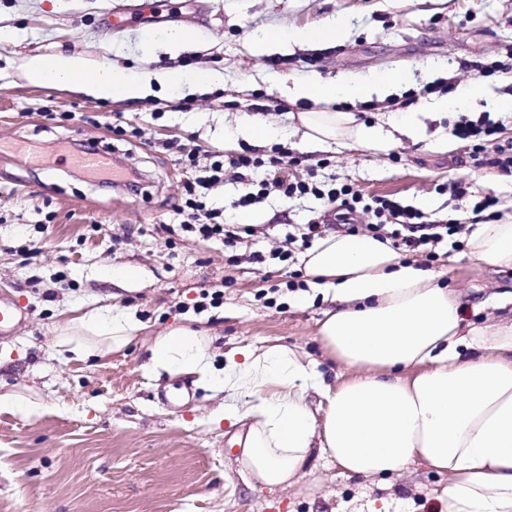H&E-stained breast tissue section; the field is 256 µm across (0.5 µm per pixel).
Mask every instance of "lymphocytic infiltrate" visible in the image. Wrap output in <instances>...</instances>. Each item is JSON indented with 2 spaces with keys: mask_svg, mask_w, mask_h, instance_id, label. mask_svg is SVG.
<instances>
[{
  "mask_svg": "<svg viewBox=\"0 0 512 512\" xmlns=\"http://www.w3.org/2000/svg\"><path fill=\"white\" fill-rule=\"evenodd\" d=\"M498 132V126L485 115L475 120L459 117L448 129L449 136L465 142L469 156L476 165L488 166L503 175L512 176V142L498 143ZM300 163L299 157L281 147L266 160L245 152L227 162L220 159L214 161L209 169L201 171L186 186L182 207L189 211L190 219L184 222L183 231L205 239L219 238L225 247H235L245 228L229 223L223 212L208 209L209 190L223 181L226 169H233L237 177L242 179L248 171L266 165L273 169L271 178L261 182L259 191L243 194L239 199L240 206L260 202L268 190L287 197L310 194L327 200L334 208L356 215L358 222L351 225V233L390 240L396 252L421 254L428 260L433 257L427 249L428 244L439 242L442 236L461 233L463 229L462 224L454 218L427 222L423 213L395 200L380 197L364 200L346 184L324 190L316 183L289 175V168Z\"/></svg>",
  "mask_w": 512,
  "mask_h": 512,
  "instance_id": "obj_1",
  "label": "lymphocytic infiltrate"
}]
</instances>
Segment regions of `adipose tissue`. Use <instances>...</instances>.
I'll return each mask as SVG.
<instances>
[{
	"mask_svg": "<svg viewBox=\"0 0 512 512\" xmlns=\"http://www.w3.org/2000/svg\"><path fill=\"white\" fill-rule=\"evenodd\" d=\"M21 70L33 85L130 104L154 83L174 88L215 79L206 69L162 68L145 80L66 54L30 56ZM399 82L394 72L297 82L288 100L311 102L298 114L310 142L348 136L376 144L391 132L354 126L351 113L333 106L388 94ZM467 247L483 269L512 270V221L478 224ZM299 261L305 287L288 299L330 303L317 337L325 355L349 370L347 380L328 384L298 352L278 345L229 351L219 369L215 336L187 327L155 338L148 371L193 375L224 392V420L249 423L236 463L259 485L293 488L308 477L317 448L350 476H397L414 462L447 476L439 512H512V313L468 324L439 273L401 261L389 242L370 235L327 234ZM135 328L125 315L91 312L71 320L60 344L81 360L121 349Z\"/></svg>",
	"mask_w": 512,
	"mask_h": 512,
	"instance_id": "obj_1",
	"label": "adipose tissue"
}]
</instances>
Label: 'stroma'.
Returning <instances> with one entry per match:
<instances>
[{
	"label": "stroma",
	"mask_w": 512,
	"mask_h": 512,
	"mask_svg": "<svg viewBox=\"0 0 512 512\" xmlns=\"http://www.w3.org/2000/svg\"><path fill=\"white\" fill-rule=\"evenodd\" d=\"M332 16L349 24L336 48L252 43L260 31L317 28ZM173 27L194 31L197 45L146 44L147 35ZM511 50L512 0H0V137L16 145L0 154V293L23 313L0 341L9 358L0 369V394L41 406L31 417L0 412V512H350L353 502L381 497L391 499L394 512H439L448 479L418 462L402 476L370 480L341 474L316 451L310 490L251 484L232 442L242 425L217 418L223 394L190 376L149 375L155 336L188 326L212 330L225 351L286 346L318 360L331 382L348 376L322 354L316 322L323 303L299 308L286 299L303 251L301 228L313 220L335 224L334 212L312 197L275 193L234 208L242 185L229 172L211 190L209 205L249 225L235 251L185 234L166 246L164 227L180 223L176 208L193 171L176 147L193 149L200 170L219 152L269 158L272 145L253 144L244 125L246 117L268 115L278 128L273 145L302 159L297 177L313 166L318 180L468 225L475 198L489 196L507 217L512 178L475 167L462 143L449 138L448 125L486 112L500 140L512 141V112L483 101L461 113L421 108L415 136L376 147L353 139L314 147L295 129L286 81L401 74L395 91L372 96V109L350 102L358 124L372 127L407 112L409 91L440 78H477L473 62L500 60ZM57 53L144 76L165 66L209 69L218 78L205 88L157 90L132 106L35 86L19 75L28 55ZM88 145L136 169L137 186L56 163L58 154ZM35 152L46 155L45 165L30 164ZM322 158L328 166L317 167ZM456 177L469 180L470 196L447 190ZM280 251L287 261L276 260ZM434 252L428 268L456 292L469 323L485 324L512 297L511 271L479 268L448 237ZM255 253L266 262H251ZM122 267L137 269L140 279H112L111 270ZM219 288L222 304L195 312L202 290ZM94 308L128 314L144 329L103 357L58 354L55 343L68 321Z\"/></svg>",
	"instance_id": "35a3bbf8"
}]
</instances>
